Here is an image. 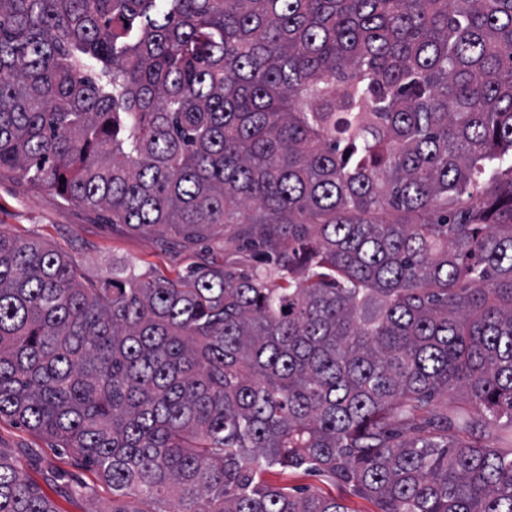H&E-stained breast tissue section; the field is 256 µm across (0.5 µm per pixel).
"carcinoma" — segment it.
Returning a JSON list of instances; mask_svg holds the SVG:
<instances>
[{"label":"carcinoma","mask_w":512,"mask_h":512,"mask_svg":"<svg viewBox=\"0 0 512 512\" xmlns=\"http://www.w3.org/2000/svg\"><path fill=\"white\" fill-rule=\"evenodd\" d=\"M4 169L280 280L0 231V418L106 512H512V0H0ZM0 512L58 509L0 456ZM271 482L281 486H288L290 490L307 491L309 493H327L342 499L349 512H377L376 505L363 497L354 495L345 486L331 484L323 476L304 470H288L286 473H271L268 475Z\"/></svg>","instance_id":"carcinoma-1"}]
</instances>
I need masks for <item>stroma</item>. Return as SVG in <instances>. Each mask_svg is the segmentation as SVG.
Returning a JSON list of instances; mask_svg holds the SVG:
<instances>
[{
    "label": "stroma",
    "mask_w": 512,
    "mask_h": 512,
    "mask_svg": "<svg viewBox=\"0 0 512 512\" xmlns=\"http://www.w3.org/2000/svg\"><path fill=\"white\" fill-rule=\"evenodd\" d=\"M0 232L21 241L52 245L92 279L108 276L119 263L134 266L147 280L173 278L204 265L230 263L248 269L254 264L233 230L209 243L167 245L161 234L111 223L104 212L66 203L56 193L38 189L19 174L4 170L0 171ZM0 454L42 484L59 512H103L109 504L108 491L79 464L72 449L56 447L6 418L0 419ZM53 466L61 467L64 475L49 485L44 472ZM269 479L295 491L336 495L349 512H377L372 501L312 472L289 470L270 474Z\"/></svg>",
    "instance_id": "35a3bbf8"
}]
</instances>
